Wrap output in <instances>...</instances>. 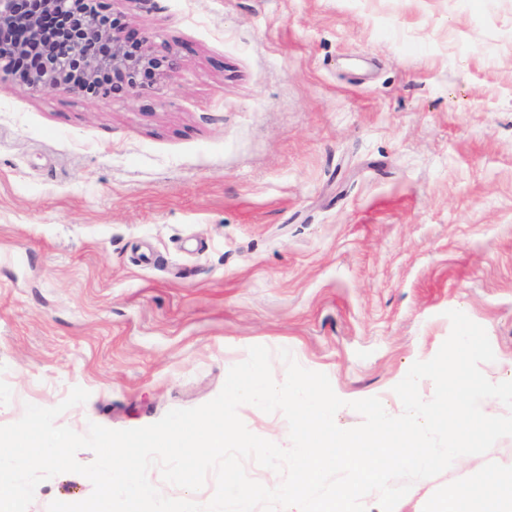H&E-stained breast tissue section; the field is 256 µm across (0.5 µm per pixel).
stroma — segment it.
<instances>
[{"mask_svg": "<svg viewBox=\"0 0 512 512\" xmlns=\"http://www.w3.org/2000/svg\"><path fill=\"white\" fill-rule=\"evenodd\" d=\"M167 87L93 101L0 80V425L124 430L215 398L249 347L352 401L451 332L512 380V0H112ZM512 477V436L395 512ZM62 473L29 512L88 497Z\"/></svg>", "mask_w": 512, "mask_h": 512, "instance_id": "35a3bbf8", "label": "stroma"}]
</instances>
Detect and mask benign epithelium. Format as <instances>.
I'll return each mask as SVG.
<instances>
[{
  "label": "benign epithelium",
  "instance_id": "1",
  "mask_svg": "<svg viewBox=\"0 0 512 512\" xmlns=\"http://www.w3.org/2000/svg\"><path fill=\"white\" fill-rule=\"evenodd\" d=\"M178 56L105 0H0V79L104 101L168 81Z\"/></svg>",
  "mask_w": 512,
  "mask_h": 512
}]
</instances>
